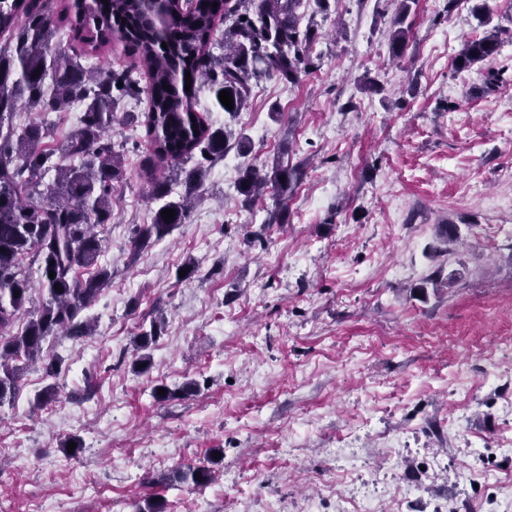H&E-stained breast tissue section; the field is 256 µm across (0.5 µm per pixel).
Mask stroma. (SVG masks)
<instances>
[{
	"label": "stroma",
	"instance_id": "1",
	"mask_svg": "<svg viewBox=\"0 0 512 512\" xmlns=\"http://www.w3.org/2000/svg\"><path fill=\"white\" fill-rule=\"evenodd\" d=\"M499 26L490 59L464 39ZM316 70L264 79L241 112L196 105L245 134L207 167L184 224L137 243L156 204L142 122L116 126L125 178L98 258L112 280L61 338L58 395L41 365L0 406V512H504L512 505V0H414L392 59L391 0H302ZM379 86L372 92L366 79ZM300 171L284 223L253 233L241 169ZM463 241L434 256L438 228ZM197 268L177 281L183 264ZM164 316L153 368L132 338ZM200 389L161 402L153 388ZM82 442L78 454L65 437ZM218 459L205 488L172 480ZM500 33L499 27H495L492 32L483 36L482 38L468 41L464 49L457 56L455 66L458 69L470 68L478 62H483L493 56L499 46L498 34ZM471 51H476V55L471 54ZM462 61V64L458 63Z\"/></svg>",
	"mask_w": 512,
	"mask_h": 512
}]
</instances>
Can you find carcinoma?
I'll list each match as a JSON object with an SVG mask.
<instances>
[{
	"label": "carcinoma",
	"mask_w": 512,
	"mask_h": 512,
	"mask_svg": "<svg viewBox=\"0 0 512 512\" xmlns=\"http://www.w3.org/2000/svg\"><path fill=\"white\" fill-rule=\"evenodd\" d=\"M49 2L0 0V406L12 401L16 383L31 363L41 362L46 378L58 377L62 360L47 342L61 336H86L95 329L92 321H81L79 316L112 279L108 268L97 265L102 245L97 229L111 223L112 187L124 175L123 162L106 138L122 99L146 93L144 126L152 156L178 175L184 172L182 162L197 151L207 162L224 157L232 137L196 112L202 89L209 91L215 106L224 112L227 108L219 92L230 91V113L234 114L242 110L253 84L261 79L276 77L296 83L300 74L314 67L309 52L313 25L300 30L295 13L300 0H195L190 10L170 0L159 27L151 21L145 0H107L105 4L81 0L84 13L72 26L75 38L96 51L118 35L146 69L149 84L143 90L129 70L101 72L85 67L77 53L57 49L48 54L58 32ZM214 2L218 4L215 10ZM410 2L400 0L390 35L396 58L409 34L405 21ZM220 15L224 16V53L216 55L212 48ZM499 33L496 27L467 42L456 67L466 69L493 56ZM166 85L170 89H164ZM21 104L37 112H62L77 104L82 107L80 126L49 148L46 139L52 133L44 122L14 124V112ZM52 170L54 180L44 182ZM204 173L201 165L186 173V182L199 183ZM296 176L295 168L279 160L265 170L248 165L238 179L237 191L247 203L266 191L285 199ZM168 195L167 183H152L151 197L162 204L152 211L151 223L140 230V239H161L184 223L185 199L168 201ZM164 209L175 211L169 223L162 218ZM457 238L455 225H443L441 246L434 247V252L448 254V244ZM25 256L31 257L30 265L37 266L46 292L36 309L27 307L30 276L21 262ZM80 267L95 271L82 279L77 274ZM57 285L62 291L55 290ZM23 315L27 316L24 327L13 332ZM163 332L164 320L158 318L150 329L134 337L136 373L151 371L148 349ZM178 478L198 487L212 479V470L189 466L179 471Z\"/></svg>",
	"instance_id": "1"
}]
</instances>
